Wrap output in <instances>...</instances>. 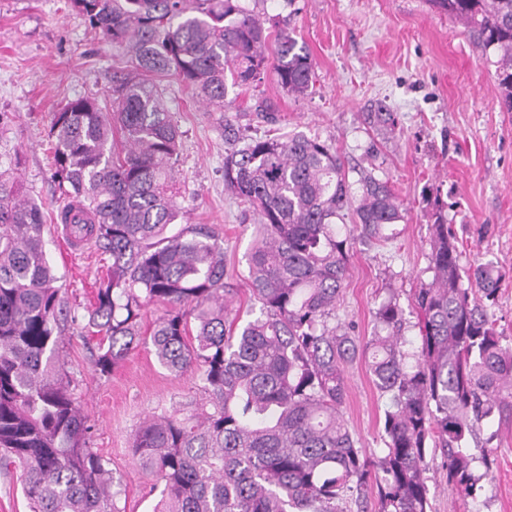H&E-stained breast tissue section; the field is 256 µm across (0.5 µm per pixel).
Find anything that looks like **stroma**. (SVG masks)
<instances>
[{"instance_id": "stroma-1", "label": "stroma", "mask_w": 512, "mask_h": 512, "mask_svg": "<svg viewBox=\"0 0 512 512\" xmlns=\"http://www.w3.org/2000/svg\"><path fill=\"white\" fill-rule=\"evenodd\" d=\"M279 16L313 59L316 82L297 98L272 77L229 87L223 113L209 111L174 78L162 80L182 132L177 174L187 224H208L224 249L227 280L237 292L233 312L251 306L242 278L257 218L224 189V123L253 134L301 131L331 143L346 165L368 166L377 145L379 178L389 180L406 215L392 242L357 250L336 310L358 336L374 331L386 289L408 298L429 252L435 204L459 238L464 264L495 262L504 275L498 329L512 341V112L498 103L495 68L470 42L463 25L431 0H239ZM121 49L91 29L67 0H0V170L50 221L47 254L70 302L92 299L107 267L97 247L68 250L51 218L62 198L51 179L48 127L67 101L106 102L123 72ZM395 112L399 128L382 140L362 114L375 102ZM60 359L92 427V448L111 470L120 512H152L160 498L154 478L135 462L139 426L154 412L195 394L192 374L174 376L145 348L132 351L109 376L95 374L91 340L64 327ZM344 419L363 451L378 456L387 401L364 361L345 367ZM488 454L494 460L486 494L472 501L448 485L441 458L430 464L432 512H512V426H503Z\"/></svg>"}]
</instances>
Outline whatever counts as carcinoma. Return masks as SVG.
Masks as SVG:
<instances>
[{
  "label": "carcinoma",
  "instance_id": "carcinoma-1",
  "mask_svg": "<svg viewBox=\"0 0 512 512\" xmlns=\"http://www.w3.org/2000/svg\"><path fill=\"white\" fill-rule=\"evenodd\" d=\"M432 2L492 59L500 107L512 112V0ZM70 3L124 48L126 73L111 108L82 97L50 119L52 179L65 196L58 219L107 261L85 313L61 294L40 205L0 173V469L22 468L30 512H120L115 479L62 374L64 322L91 335L102 377L140 346L172 374L196 373L202 402L151 416L134 437V456L162 486L154 512H343L372 482L377 512H431V448L441 450L448 485L476 499L490 463L471 448L498 437L494 424L512 423L497 267H463L437 203L423 270L431 280L408 311L387 289L373 335H352L336 321L350 253L393 238L405 219L389 182L365 169L351 180L316 137H254L227 121L224 187L258 216L246 280L259 308L246 322L231 315L215 231L173 230L182 133L160 82L172 76L222 112L226 75L250 86L270 69L301 98L314 85L309 50L239 0ZM364 124L393 134L398 121L380 104ZM148 304L166 310L146 331ZM411 317L418 336L409 350L402 331ZM357 358L389 399L376 458L357 447L342 414L344 366Z\"/></svg>",
  "mask_w": 512,
  "mask_h": 512
}]
</instances>
